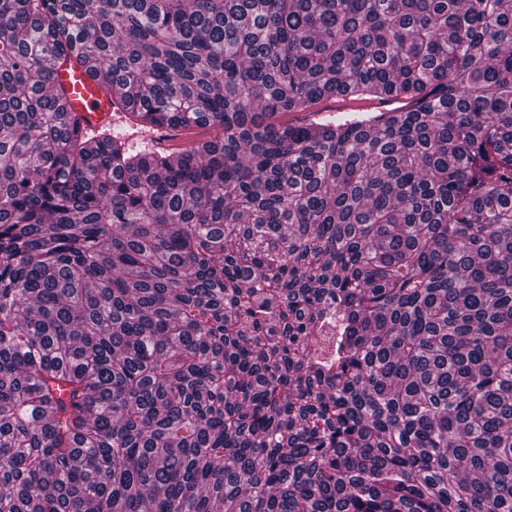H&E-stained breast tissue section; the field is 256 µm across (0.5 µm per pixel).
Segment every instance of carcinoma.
<instances>
[{
  "label": "carcinoma",
  "mask_w": 512,
  "mask_h": 512,
  "mask_svg": "<svg viewBox=\"0 0 512 512\" xmlns=\"http://www.w3.org/2000/svg\"><path fill=\"white\" fill-rule=\"evenodd\" d=\"M0 512H512V0H0ZM49 68L66 112L78 119L82 130L112 124L116 87L101 81L89 64L70 67L54 58ZM359 102V106H352L344 102L342 97L317 103L312 111L314 112H289L278 114L267 118L268 122L284 123V122H338L348 118L350 112H374V109L364 111H352L356 109H367V102ZM177 136H166L165 144L160 148L168 149L169 153H178L182 149L188 148L191 145L210 139L217 135V131L213 129L194 128L178 132Z\"/></svg>",
  "instance_id": "carcinoma-1"
}]
</instances>
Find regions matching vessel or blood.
<instances>
[{"label": "vessel or blood", "instance_id": "obj_1", "mask_svg": "<svg viewBox=\"0 0 512 512\" xmlns=\"http://www.w3.org/2000/svg\"><path fill=\"white\" fill-rule=\"evenodd\" d=\"M49 68L66 111L78 119L81 128L111 124L117 88L101 81L94 68L87 64L72 66L55 59Z\"/></svg>", "mask_w": 512, "mask_h": 512}]
</instances>
